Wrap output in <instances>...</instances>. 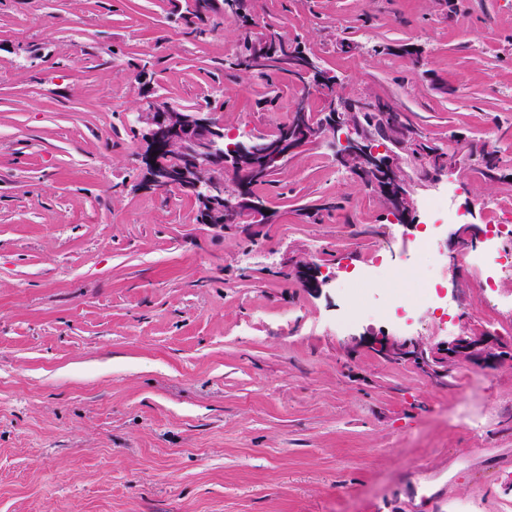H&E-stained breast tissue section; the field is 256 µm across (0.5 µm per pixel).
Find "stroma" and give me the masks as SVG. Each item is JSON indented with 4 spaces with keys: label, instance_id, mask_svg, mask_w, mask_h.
<instances>
[{
    "label": "stroma",
    "instance_id": "obj_1",
    "mask_svg": "<svg viewBox=\"0 0 512 512\" xmlns=\"http://www.w3.org/2000/svg\"><path fill=\"white\" fill-rule=\"evenodd\" d=\"M247 13L192 41L167 0H0V512H512V276L472 287L448 226L433 277L450 306L403 326L336 287L379 226L396 263L429 233L432 168L404 225L314 142L254 186L269 222L220 229L187 193L137 191L134 123L158 98L209 107L237 141L271 133L301 83L234 61L272 24L333 79L315 117L333 98L403 113L407 137L457 153L449 203L485 227L512 212V0ZM462 139L497 150L498 178ZM460 334L505 360L449 359ZM382 337L430 366L377 354ZM295 274L303 288L312 292H319L326 279H320L321 272L313 262L300 264L295 269Z\"/></svg>",
    "mask_w": 512,
    "mask_h": 512
}]
</instances>
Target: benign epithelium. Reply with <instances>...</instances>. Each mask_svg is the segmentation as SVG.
Returning <instances> with one entry per match:
<instances>
[{"mask_svg":"<svg viewBox=\"0 0 512 512\" xmlns=\"http://www.w3.org/2000/svg\"><path fill=\"white\" fill-rule=\"evenodd\" d=\"M299 71L306 89H319L333 81L310 59L302 61ZM137 122L142 143L139 159L145 171L138 190L187 191L201 204L202 222L213 227L222 228L239 215L255 224L267 223L269 207L252 193L254 181L262 174L261 162L268 155L282 161L314 140L327 142L336 150L340 164L353 167L355 174L376 188L399 222L405 224L410 219V195L399 167L366 136L348 132L337 140L345 123L334 102L316 125L301 116L285 123L277 139L256 138L231 151L225 150L224 127L209 110L187 111L150 99L138 113ZM295 274L302 287L312 292L326 283L312 262L298 265ZM379 352L392 358L418 354L412 345L395 342L381 343ZM448 353L469 363L494 357L483 339L466 336L455 339Z\"/></svg>","mask_w":512,"mask_h":512,"instance_id":"7a95c632","label":"benign epithelium"}]
</instances>
